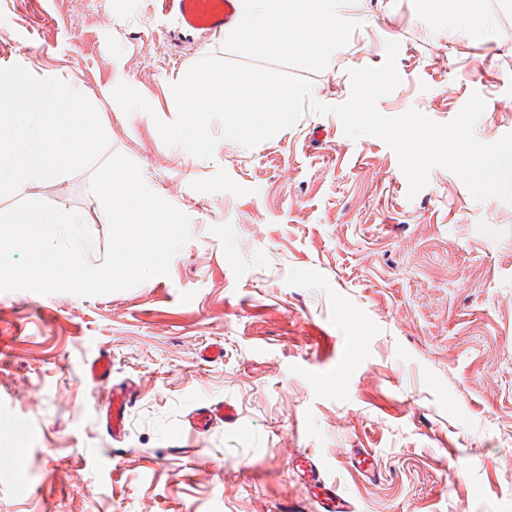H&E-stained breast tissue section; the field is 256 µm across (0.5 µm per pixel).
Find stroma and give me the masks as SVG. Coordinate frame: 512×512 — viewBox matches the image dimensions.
I'll return each mask as SVG.
<instances>
[{
	"instance_id": "1",
	"label": "stroma",
	"mask_w": 512,
	"mask_h": 512,
	"mask_svg": "<svg viewBox=\"0 0 512 512\" xmlns=\"http://www.w3.org/2000/svg\"><path fill=\"white\" fill-rule=\"evenodd\" d=\"M474 33L425 0H351L358 29L305 112L212 158L166 145L171 81L205 57L242 64L223 33L183 32L156 0H0V66L31 64L103 103L109 153L190 219L168 275L81 297L0 292V512H512V204L433 169L408 198L396 153L350 138L335 106L350 70L398 42L401 83L376 103L451 121L471 94L477 138L512 133V0ZM151 112L125 114L114 84ZM85 169L0 196L78 214L105 261L109 224ZM218 344L224 357L200 359ZM136 383L126 434L100 418L86 364ZM223 402L208 432L189 422ZM87 365L86 374L95 384H101L112 373V358L110 353L104 349H100Z\"/></svg>"
}]
</instances>
